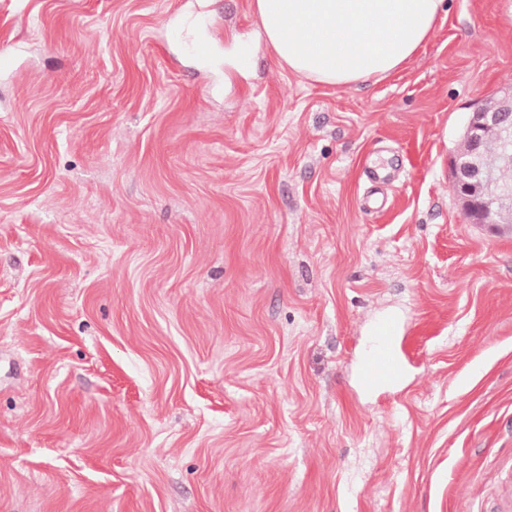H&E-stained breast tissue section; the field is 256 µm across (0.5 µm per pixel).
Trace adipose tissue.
I'll list each match as a JSON object with an SVG mask.
<instances>
[{"mask_svg":"<svg viewBox=\"0 0 512 512\" xmlns=\"http://www.w3.org/2000/svg\"><path fill=\"white\" fill-rule=\"evenodd\" d=\"M445 0H254L279 60L328 85L380 80L427 42ZM293 36H286V27Z\"/></svg>","mask_w":512,"mask_h":512,"instance_id":"adipose-tissue-1","label":"adipose tissue"}]
</instances>
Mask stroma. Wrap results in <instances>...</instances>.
Masks as SVG:
<instances>
[{
    "label": "stroma",
    "instance_id": "stroma-1",
    "mask_svg": "<svg viewBox=\"0 0 512 512\" xmlns=\"http://www.w3.org/2000/svg\"><path fill=\"white\" fill-rule=\"evenodd\" d=\"M1 51L0 512H512V236L450 170L512 0L351 85L252 0H0ZM398 328L394 317L381 319L375 325L372 341L359 364L358 380L364 391L393 387L402 379L406 363L397 347Z\"/></svg>",
    "mask_w": 512,
    "mask_h": 512
}]
</instances>
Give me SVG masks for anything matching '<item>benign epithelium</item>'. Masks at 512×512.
Masks as SVG:
<instances>
[{"label": "benign epithelium", "mask_w": 512, "mask_h": 512, "mask_svg": "<svg viewBox=\"0 0 512 512\" xmlns=\"http://www.w3.org/2000/svg\"><path fill=\"white\" fill-rule=\"evenodd\" d=\"M463 136L469 152L452 158L451 172L466 219L496 233L512 232V188L498 178L499 169H512V89L477 107Z\"/></svg>", "instance_id": "benign-epithelium-1"}]
</instances>
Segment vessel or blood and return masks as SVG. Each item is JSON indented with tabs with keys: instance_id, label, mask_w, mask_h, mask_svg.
Wrapping results in <instances>:
<instances>
[{
	"instance_id": "b4317fda",
	"label": "vessel or blood",
	"mask_w": 512,
	"mask_h": 512,
	"mask_svg": "<svg viewBox=\"0 0 512 512\" xmlns=\"http://www.w3.org/2000/svg\"><path fill=\"white\" fill-rule=\"evenodd\" d=\"M398 328L393 317L377 322L359 364L358 380L364 391L393 387L402 379L406 363L397 347Z\"/></svg>"
}]
</instances>
